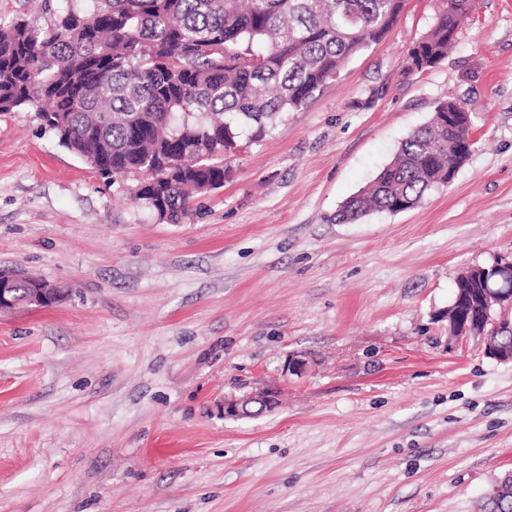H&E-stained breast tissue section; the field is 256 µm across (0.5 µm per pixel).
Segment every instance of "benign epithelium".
<instances>
[{
  "mask_svg": "<svg viewBox=\"0 0 512 512\" xmlns=\"http://www.w3.org/2000/svg\"><path fill=\"white\" fill-rule=\"evenodd\" d=\"M485 268L471 267L460 278H475L484 284L482 288H465L459 292L453 303V313L448 317V330L459 340L470 337L480 339L484 354L502 363H512V344L498 341L490 336L493 329L512 321L500 316L503 311L512 312V261L500 260L491 266L492 278L484 274ZM24 278L21 273L0 274V312L15 308L26 302L37 306L44 302L63 297L59 288H31L25 299L21 300L13 290L15 281ZM476 301L480 304L481 327L474 328L462 318L461 309ZM308 359L299 354H291L285 361L283 371L288 375L302 376L308 370ZM276 404V392L263 388L247 392L239 397L224 399V417L231 419L250 418L272 409Z\"/></svg>",
  "mask_w": 512,
  "mask_h": 512,
  "instance_id": "benign-epithelium-1",
  "label": "benign epithelium"
}]
</instances>
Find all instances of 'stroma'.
<instances>
[{
    "instance_id": "1",
    "label": "stroma",
    "mask_w": 512,
    "mask_h": 512,
    "mask_svg": "<svg viewBox=\"0 0 512 512\" xmlns=\"http://www.w3.org/2000/svg\"><path fill=\"white\" fill-rule=\"evenodd\" d=\"M438 5L406 0L181 224L35 109L0 114V270L68 291L0 314V512H478L512 472V363L442 313L464 269L512 259V0L403 74ZM451 97L476 138L453 181L336 223ZM266 387L273 412L225 418Z\"/></svg>"
}]
</instances>
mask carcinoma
<instances>
[{
    "mask_svg": "<svg viewBox=\"0 0 512 512\" xmlns=\"http://www.w3.org/2000/svg\"><path fill=\"white\" fill-rule=\"evenodd\" d=\"M474 0H441L408 50L407 74L444 60ZM404 0H42L41 11L0 17V113L38 110L41 125L104 179L139 171L140 207L178 224L207 185L230 175L224 159L279 117L307 107L346 62L380 42ZM448 99L412 132L367 190L336 214L354 223L398 213L448 184L467 113L450 125ZM177 162L157 170L159 157ZM512 512V478L499 493Z\"/></svg>",
    "mask_w": 512,
    "mask_h": 512,
    "instance_id": "cac0c4a2",
    "label": "carcinoma"
}]
</instances>
